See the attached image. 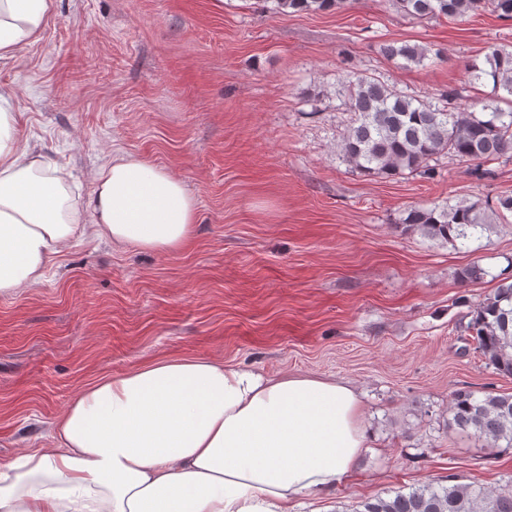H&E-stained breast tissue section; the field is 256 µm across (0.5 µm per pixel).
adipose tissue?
Here are the masks:
<instances>
[{
	"mask_svg": "<svg viewBox=\"0 0 512 512\" xmlns=\"http://www.w3.org/2000/svg\"><path fill=\"white\" fill-rule=\"evenodd\" d=\"M55 0H0V61L36 42ZM0 87V297L41 285L76 237L176 251L196 204L155 164L113 153L84 199L17 133ZM367 446L355 390L202 356L162 358L86 386L55 445L0 464V512H293L340 485Z\"/></svg>",
	"mask_w": 512,
	"mask_h": 512,
	"instance_id": "obj_1",
	"label": "adipose tissue"
}]
</instances>
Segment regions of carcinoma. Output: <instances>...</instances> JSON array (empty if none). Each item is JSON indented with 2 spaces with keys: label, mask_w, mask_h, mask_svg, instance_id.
<instances>
[{
  "label": "carcinoma",
  "mask_w": 512,
  "mask_h": 512,
  "mask_svg": "<svg viewBox=\"0 0 512 512\" xmlns=\"http://www.w3.org/2000/svg\"><path fill=\"white\" fill-rule=\"evenodd\" d=\"M277 11L311 13L329 10L346 0H273ZM395 10L413 20L464 17L488 7L512 19V0H391ZM385 55L407 63L426 65L438 60L417 44L396 42L383 47ZM471 81L492 85L488 104L477 113L449 106L457 93L440 94L439 102L424 101L373 75L351 71L343 94L351 120L340 152L361 174L383 176L429 171V162L441 154L453 156L474 178L485 177V163L512 156V43L490 48L484 63L466 64ZM512 213V196L494 204L459 201L453 205H414L400 220L431 240L465 245L476 234ZM474 350L505 376H512V281L503 278L493 295L476 304L466 326ZM448 428L472 434L491 448H512V394L473 391L452 393ZM355 512H512V491L470 484L431 483L403 487L365 500Z\"/></svg>",
  "instance_id": "carcinoma-1"
}]
</instances>
